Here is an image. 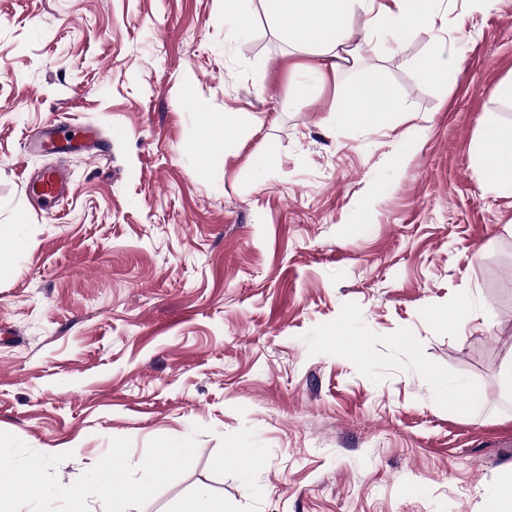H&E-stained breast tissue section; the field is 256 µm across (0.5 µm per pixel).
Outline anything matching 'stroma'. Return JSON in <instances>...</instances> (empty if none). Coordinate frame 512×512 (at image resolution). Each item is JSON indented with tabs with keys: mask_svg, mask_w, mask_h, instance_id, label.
Instances as JSON below:
<instances>
[{
	"mask_svg": "<svg viewBox=\"0 0 512 512\" xmlns=\"http://www.w3.org/2000/svg\"><path fill=\"white\" fill-rule=\"evenodd\" d=\"M241 9L233 38L224 0H0V431L70 449L61 482L112 439L137 466L196 435L141 512L199 489L225 512H488L512 478V196L481 145L512 124V0H435L442 37L398 43L356 14L358 65L301 95L308 52ZM364 80L399 104L371 128L343 118ZM227 114L247 136L208 135ZM53 124L94 145L49 214L25 178ZM430 372L478 401L448 412ZM234 446L253 466L216 469Z\"/></svg>",
	"mask_w": 512,
	"mask_h": 512,
	"instance_id": "35a3bbf8",
	"label": "stroma"
}]
</instances>
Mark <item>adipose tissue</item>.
Masks as SVG:
<instances>
[{"label": "adipose tissue", "instance_id": "ef3b65f1", "mask_svg": "<svg viewBox=\"0 0 512 512\" xmlns=\"http://www.w3.org/2000/svg\"><path fill=\"white\" fill-rule=\"evenodd\" d=\"M266 16L289 40L313 50L315 60L306 69L317 81H325L342 64L355 63L358 49L348 43L345 32L355 13H363L368 30L387 24L396 38L410 37L436 27L432 0H261ZM356 102L349 120L365 125L394 114L395 96L385 84L367 80L352 90ZM483 141L485 181L512 195V124L489 123Z\"/></svg>", "mask_w": 512, "mask_h": 512}]
</instances>
